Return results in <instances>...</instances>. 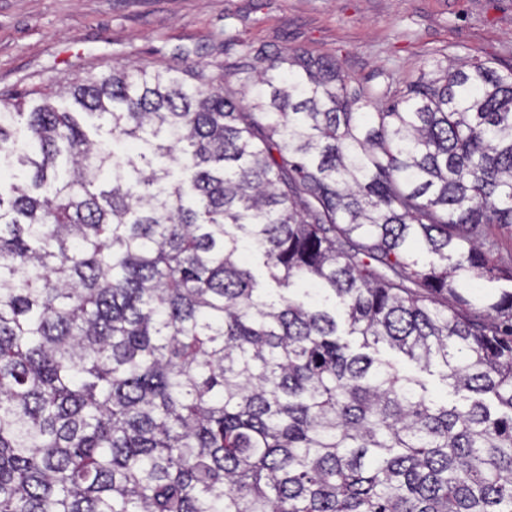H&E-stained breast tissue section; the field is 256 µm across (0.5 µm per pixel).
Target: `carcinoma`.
Listing matches in <instances>:
<instances>
[{
  "label": "carcinoma",
  "instance_id": "carcinoma-1",
  "mask_svg": "<svg viewBox=\"0 0 512 512\" xmlns=\"http://www.w3.org/2000/svg\"><path fill=\"white\" fill-rule=\"evenodd\" d=\"M441 72L245 54L3 104L0 512H512V69ZM381 356L396 362L398 367H400L404 372L418 377L426 384L428 390L432 394L439 396L443 400L447 399L449 405H466L467 402L463 400L461 396H455L447 389L445 383L441 380L439 375V367H432L431 373L422 371L419 366L413 362H410L401 353L390 350L387 347H381Z\"/></svg>",
  "mask_w": 512,
  "mask_h": 512
}]
</instances>
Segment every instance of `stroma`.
Listing matches in <instances>:
<instances>
[{"label":"stroma","instance_id":"35a3bbf8","mask_svg":"<svg viewBox=\"0 0 512 512\" xmlns=\"http://www.w3.org/2000/svg\"><path fill=\"white\" fill-rule=\"evenodd\" d=\"M339 60L385 90L454 57L512 67V0H0V97L114 63L182 72L242 52Z\"/></svg>","mask_w":512,"mask_h":512}]
</instances>
